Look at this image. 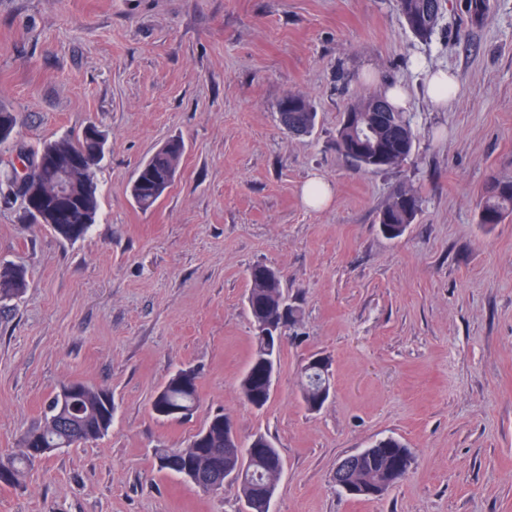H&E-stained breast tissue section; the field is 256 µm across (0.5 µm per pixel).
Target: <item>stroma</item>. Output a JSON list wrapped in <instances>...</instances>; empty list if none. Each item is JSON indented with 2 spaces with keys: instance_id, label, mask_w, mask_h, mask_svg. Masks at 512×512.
<instances>
[{
  "instance_id": "35a3bbf8",
  "label": "stroma",
  "mask_w": 512,
  "mask_h": 512,
  "mask_svg": "<svg viewBox=\"0 0 512 512\" xmlns=\"http://www.w3.org/2000/svg\"><path fill=\"white\" fill-rule=\"evenodd\" d=\"M426 67L457 76L447 106L426 97ZM370 69L411 94L399 168L355 170L336 144L347 103L381 91ZM290 94L311 101L312 133L278 124ZM0 103L27 150L92 122L107 137L85 239L0 204V261L30 278L0 303V458L69 382L114 402L105 437L0 485V512H243L237 486L205 492L154 460L220 411L242 441L279 450L274 512H512V214L479 222L490 176L512 175V0L479 20L446 0L427 40L397 0H0ZM172 138L185 144L175 181L142 211L137 169ZM312 177L334 189L326 208L301 199ZM403 182L422 206L390 240L377 215ZM256 264L282 273L302 312L260 411L238 390ZM315 354L332 392L312 412L299 372ZM182 367L200 373L197 410L156 418L152 396ZM385 436L412 452L406 479L347 497L337 460Z\"/></svg>"
}]
</instances>
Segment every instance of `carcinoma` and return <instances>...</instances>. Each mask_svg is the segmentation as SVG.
Listing matches in <instances>:
<instances>
[{"label":"carcinoma","mask_w":512,"mask_h":512,"mask_svg":"<svg viewBox=\"0 0 512 512\" xmlns=\"http://www.w3.org/2000/svg\"><path fill=\"white\" fill-rule=\"evenodd\" d=\"M399 11L412 34L420 39L429 38L437 25L444 7V0H398ZM288 100L302 103L299 112H279V125L290 134L310 133L316 121V112L307 98L290 95ZM356 117V126L340 123L338 147L342 155L358 170H379L377 161L381 155L393 158L391 167L402 165L411 155L414 134L404 113L387 105L380 96L367 95L346 107ZM99 132L97 125L85 128L82 136L64 137L49 141L42 148L26 152L27 157L37 158L44 149L52 147L64 154L68 150L79 152L86 158L85 168L76 172L78 188L89 186L80 192L79 205L67 207L63 221L50 225L61 240L76 242L84 238L96 223L99 212L98 186L94 181L95 168L104 157V143L90 135ZM184 152L179 139L168 140L153 156L142 163L131 185V195L137 206L147 211L154 207L172 186ZM421 207V198L411 186L401 183L391 193L388 201L378 212L382 233L390 239L402 237L414 222ZM512 214V176H495L485 196L480 212V223L499 224ZM250 288L246 307L257 326L272 320L279 325H291L297 321V310L288 302L283 275L264 264H256L248 271ZM28 287L25 267L15 263H0V302L19 298ZM255 345L248 367L239 381V393L247 405L261 410L271 398L265 362L278 364L280 350L266 345L259 334H254ZM325 370H330L326 357H317ZM323 370V371H325ZM323 371L311 367L301 380V398L311 411L318 410L316 401L325 378ZM82 392L74 397L81 418L82 435L70 437L54 420L58 409V397H52L46 407L44 424L25 432L37 438L42 447L56 448L62 444H74L97 440L112 427V393L81 384ZM199 403V376L191 368L178 369L151 399V410L162 419H182L192 415ZM158 470L179 477L187 466L193 465L201 473L218 471L222 480H230L238 486L244 502V512H270L271 495L277 492L283 462L271 439L263 434L243 443L239 438L224 436V413L207 417L204 424L191 436L182 448L154 449ZM358 464L349 473V482L357 489L383 486L390 489L404 478L396 472L401 465L410 470L412 452L399 439L389 436L376 440L367 451L357 458ZM33 459L21 452L6 460L0 459V484L18 486L22 483Z\"/></svg>","instance_id":"obj_1"}]
</instances>
